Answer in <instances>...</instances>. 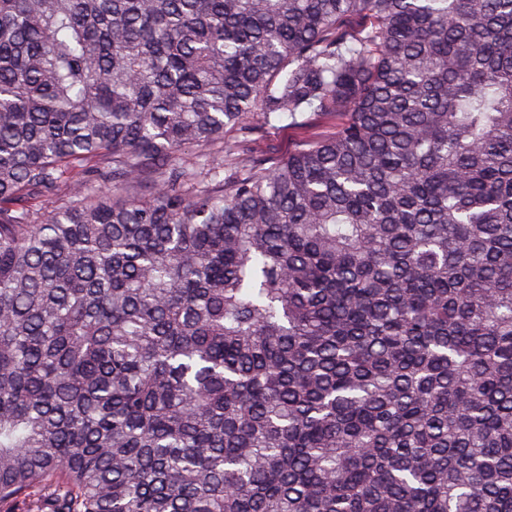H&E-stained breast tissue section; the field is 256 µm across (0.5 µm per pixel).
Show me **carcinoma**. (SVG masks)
I'll list each match as a JSON object with an SVG mask.
<instances>
[{
  "mask_svg": "<svg viewBox=\"0 0 512 512\" xmlns=\"http://www.w3.org/2000/svg\"><path fill=\"white\" fill-rule=\"evenodd\" d=\"M0 512H512V0H0ZM303 120L298 118L293 122L290 118L283 119L276 122V130H271L272 133L267 134L264 138H256L252 143L254 155H262L269 153L272 149H277L280 153H288L290 147L300 136L307 133L308 129H302L298 125Z\"/></svg>",
  "mask_w": 512,
  "mask_h": 512,
  "instance_id": "obj_1",
  "label": "carcinoma"
}]
</instances>
